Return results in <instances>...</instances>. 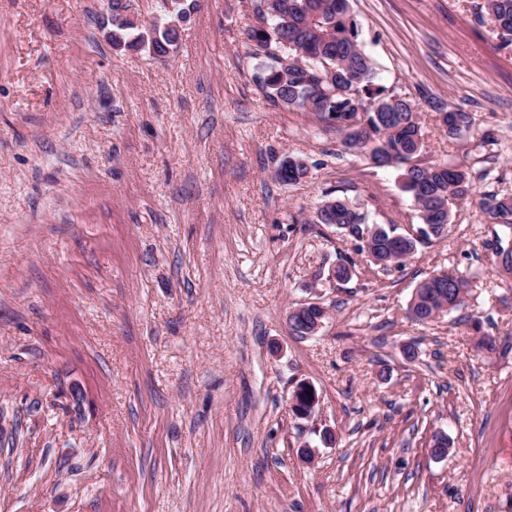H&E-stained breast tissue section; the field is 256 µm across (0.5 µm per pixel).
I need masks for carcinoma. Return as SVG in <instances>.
Instances as JSON below:
<instances>
[{"mask_svg":"<svg viewBox=\"0 0 512 512\" xmlns=\"http://www.w3.org/2000/svg\"><path fill=\"white\" fill-rule=\"evenodd\" d=\"M112 47L144 50L163 58L177 48V29L152 25L147 32L133 33L137 25L122 18V0H112ZM256 25L247 39L257 60L254 78L265 98L274 105L313 112L343 134L346 146L364 151L378 167L395 166L401 171L403 188L413 197L421 225H429L422 237L408 238L400 249L392 247L399 234L396 224L368 228L371 240L359 245L373 265L393 262V257L411 254L417 245L448 235L454 204L470 194V179L459 166L420 165L415 158L423 147V129L418 104L390 96L375 83L370 58L358 39L350 0H252ZM490 23L512 35V0H485L482 7ZM308 167L287 157L275 169L283 183L306 176ZM482 209L497 224H512V198L489 195ZM312 224L363 223V214L347 200H326L314 212ZM467 288L464 277L455 274L434 282L429 277L417 285L418 303L408 309L412 320L428 321L431 313L451 304Z\"/></svg>","mask_w":512,"mask_h":512,"instance_id":"cac0c4a2","label":"carcinoma"}]
</instances>
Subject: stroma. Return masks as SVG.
<instances>
[{
    "label": "stroma",
    "mask_w": 512,
    "mask_h": 512,
    "mask_svg": "<svg viewBox=\"0 0 512 512\" xmlns=\"http://www.w3.org/2000/svg\"><path fill=\"white\" fill-rule=\"evenodd\" d=\"M482 4L351 0L377 84L419 105L421 163L473 188L446 239L373 271L314 211L416 224L414 201L265 100L250 0H196L165 58L113 49L109 0H0V512H512V227L479 205L512 197V42ZM441 273L462 305L408 319ZM304 302L328 316L300 337ZM308 167L298 158L287 157L275 169V177L283 183H295L306 176ZM365 217L358 208L347 200L332 198L326 200L314 212L311 218L315 224H362ZM360 226V225H359ZM308 393H311L312 397H309ZM317 402L316 389L310 383L304 382L296 386L292 395L291 408L296 416L305 418L311 415Z\"/></svg>",
    "instance_id": "1"
}]
</instances>
